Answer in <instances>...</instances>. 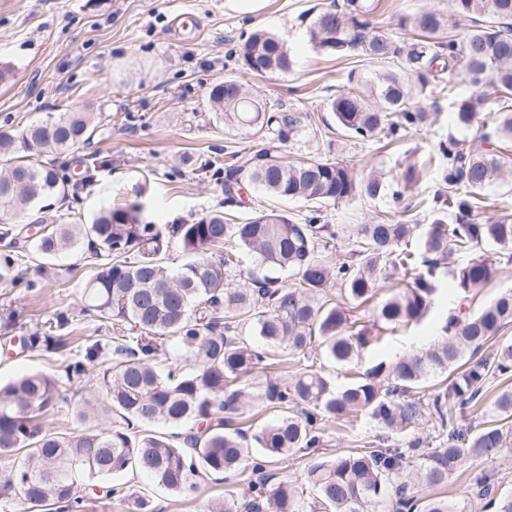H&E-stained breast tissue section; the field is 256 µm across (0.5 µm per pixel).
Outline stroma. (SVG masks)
<instances>
[{"mask_svg":"<svg viewBox=\"0 0 512 512\" xmlns=\"http://www.w3.org/2000/svg\"><path fill=\"white\" fill-rule=\"evenodd\" d=\"M370 2L375 22L394 35L404 18L423 11L451 12L450 0ZM329 3L267 0L259 13L242 15L225 0H0V125L8 122L19 131L49 114L75 109L95 114L100 127L93 139L61 160L72 178L95 166V180L79 196L52 199L51 212L60 222L87 223L101 208L137 205L148 222L180 224L223 207V179L200 171L198 159L210 156L222 162L232 153L240 165L277 136L273 128L254 136L217 120L208 92L215 83L235 77L284 111L305 114L303 126L283 146L286 159H328L359 171L376 168L412 207L401 212L389 196L331 205L324 216L332 230L383 217L426 226L439 186L426 160L457 132L448 102L420 95L417 104L430 111L429 121L405 132L388 150L339 130L327 108L329 99L348 86L350 71L370 73L374 67L334 59L310 43L305 20ZM255 30L275 34L285 43L294 59L290 72L255 76L225 59L227 39ZM411 165L418 175L408 185L403 174ZM20 252L26 277L35 286L0 282L2 385L25 372H56L65 361L82 358L88 342H107L113 335L95 317L79 312L84 284L94 271L84 251L45 262L32 256L29 247ZM475 254L487 259L494 273L485 287L466 296L457 289L452 270ZM405 280L402 271H391L376 300L358 309L374 337L358 360L349 365L320 360L321 372L333 383L344 385L377 363L442 340L449 317L460 305L474 312L512 289V248L484 246L473 254H455L436 272L437 292L424 318L395 328L377 323L379 301ZM61 311L72 319L65 347L52 354L24 350L23 337ZM322 434L320 447L274 459L269 472L301 481L312 465L338 453L380 443L402 446L409 439L365 415L326 421ZM484 474L500 490L512 492V447L493 458L470 460L442 483L420 484L416 491L422 497L464 502L467 512H480L476 481ZM126 483L129 496L93 498L85 512H141V496L151 512H207L212 501L240 499L245 486L241 477H212L190 495L179 496L136 477Z\"/></svg>","mask_w":512,"mask_h":512,"instance_id":"stroma-1","label":"stroma"}]
</instances>
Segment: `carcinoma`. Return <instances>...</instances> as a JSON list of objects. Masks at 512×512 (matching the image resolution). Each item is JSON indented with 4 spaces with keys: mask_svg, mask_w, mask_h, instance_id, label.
I'll use <instances>...</instances> for the list:
<instances>
[{
    "mask_svg": "<svg viewBox=\"0 0 512 512\" xmlns=\"http://www.w3.org/2000/svg\"><path fill=\"white\" fill-rule=\"evenodd\" d=\"M367 0H341L309 24L310 42L336 59L361 57L379 64L374 77L350 72L352 87L329 100L337 126L362 140L394 141L419 126L425 111L415 94L430 91L452 99V122L475 129L471 140L442 146L438 171L446 189L433 197V218L422 235L421 255L402 248L417 225L393 224L382 218L354 224L342 246L333 248L335 232L321 223L320 207L360 197L375 200L387 194L383 177L371 170L357 174L338 161L283 160L276 148L262 149L243 165L224 168V195L235 201L244 183L271 197L312 203L297 222L276 206L255 210L241 224L220 211L191 223L172 226L189 260L176 270L164 263L168 240L159 224L144 221L137 206L101 210L89 224H62L41 217L35 253L52 258L85 248L98 260L82 295L84 312L117 330L112 353L101 340L87 346L84 359L65 366V379L33 372L0 386V457L21 456V462L0 477V496H15L31 512H80L85 508L81 486L90 481L102 496L124 493L111 485L115 475L139 472L176 495H188L201 480L215 475L249 472L243 490L244 512H307L303 485L276 482L266 460L321 440V421L368 415L388 428H410L427 413L433 426L448 430V447L423 450L420 436L405 448L377 446L339 454L310 468L306 482L319 512H373L383 503L394 512H466V505L446 498L416 495L403 479L406 460H424L421 481L443 482L469 458H491L512 446L506 425L512 418V388L500 390L474 432L448 429L451 406L478 404L487 380L512 379V344L491 355L483 348L512 323V289L475 313L448 320V336L425 349L380 362L351 383L338 388L314 368L321 354L338 364L357 359L369 343V330L351 310L372 300L387 267L427 271L412 285L378 306V320L387 325L422 318L436 292L434 275L454 252L485 242L512 248V213L479 219L481 192L512 171V156L494 142L512 141V0H453V12L466 22L449 28L443 15L425 11L410 23L408 36L395 39L371 20ZM239 68L252 75L288 72L294 66L288 49L276 36L253 32L238 49H229ZM471 94L454 98L455 86ZM209 99L232 128L261 133L278 124L285 142L300 117L274 112V106L235 78L214 84ZM483 112L494 114L493 126L478 124ZM95 115L74 110L58 118L32 122L17 132L0 126V240L17 243L22 230L8 220L22 209L44 212V202L72 185L86 188L92 176L70 183L62 169L36 160L42 154L67 155L95 134ZM456 223H448V212ZM254 254L264 270L243 287L227 282L237 265V250ZM336 250V262L323 253ZM12 254L0 258V281L34 287L17 270ZM292 271L295 282L282 285L280 274ZM493 268L478 257L453 269L465 293L485 286ZM339 289L342 301L328 289ZM72 323L65 313L32 332L25 345L57 351L63 330ZM251 324L260 346L250 343L239 327ZM174 345L181 367L163 372L157 360ZM308 361L304 367L301 360ZM94 364L88 395L74 408L78 427L56 432L35 422L53 405L63 381L86 376ZM290 365L291 371L257 386L248 382L261 365ZM442 377L445 388L422 394L430 380ZM260 405L280 412L270 425L252 435L241 428L226 430L249 408ZM174 428L164 434L153 430ZM483 508L512 512V494H501L490 478L477 480Z\"/></svg>",
    "mask_w": 512,
    "mask_h": 512,
    "instance_id": "cac0c4a2",
    "label": "carcinoma"
}]
</instances>
